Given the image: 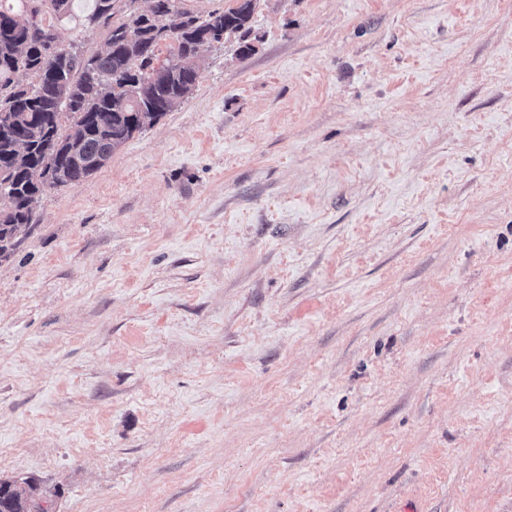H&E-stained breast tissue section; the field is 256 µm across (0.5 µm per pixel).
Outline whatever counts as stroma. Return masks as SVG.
<instances>
[{
	"label": "stroma",
	"instance_id": "35a3bbf8",
	"mask_svg": "<svg viewBox=\"0 0 512 512\" xmlns=\"http://www.w3.org/2000/svg\"><path fill=\"white\" fill-rule=\"evenodd\" d=\"M94 0L57 40L92 54ZM0 263V479L55 512H512V0H261Z\"/></svg>",
	"mask_w": 512,
	"mask_h": 512
}]
</instances>
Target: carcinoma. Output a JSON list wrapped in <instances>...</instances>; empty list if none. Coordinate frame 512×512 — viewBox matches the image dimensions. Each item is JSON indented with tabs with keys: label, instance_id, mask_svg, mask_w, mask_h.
Returning a JSON list of instances; mask_svg holds the SVG:
<instances>
[{
	"label": "carcinoma",
	"instance_id": "cac0c4a2",
	"mask_svg": "<svg viewBox=\"0 0 512 512\" xmlns=\"http://www.w3.org/2000/svg\"><path fill=\"white\" fill-rule=\"evenodd\" d=\"M0 6V263L15 256L18 234L35 224L48 188L80 183L112 154L168 112L195 85L202 37L235 33V54L246 59L261 36L253 19L260 0L204 17L183 0H152L145 13L104 25L105 48L86 55L58 46L49 59L33 29L55 30L72 0H14ZM120 0H94L87 24L116 16ZM176 51L158 71L147 67L160 45ZM0 512H53V502L28 479L0 480Z\"/></svg>",
	"mask_w": 512,
	"mask_h": 512
}]
</instances>
